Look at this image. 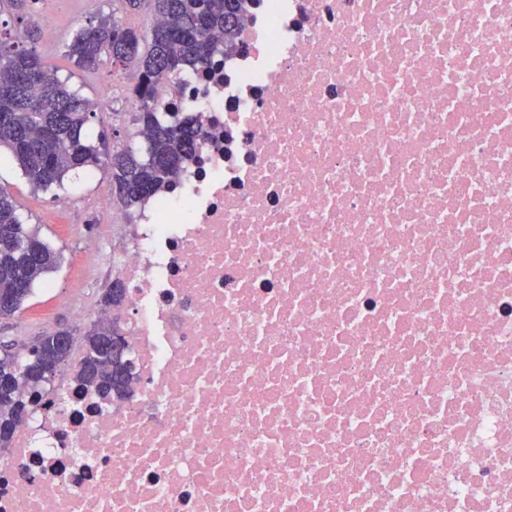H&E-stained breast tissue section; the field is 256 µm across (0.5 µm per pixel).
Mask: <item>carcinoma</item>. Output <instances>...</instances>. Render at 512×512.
I'll return each instance as SVG.
<instances>
[{
    "label": "carcinoma",
    "instance_id": "1",
    "mask_svg": "<svg viewBox=\"0 0 512 512\" xmlns=\"http://www.w3.org/2000/svg\"><path fill=\"white\" fill-rule=\"evenodd\" d=\"M128 14L150 4L155 21L145 30L122 19L100 18L79 29L66 44V55L84 71L105 60L139 76V104L133 121L144 134L145 149L130 147L106 156L84 134L96 103L72 91L37 50L18 40L0 38V148L35 190L62 187L72 171L97 167L107 172L125 209L134 212L173 184L181 165L203 138L193 116L170 118L162 111L157 88L189 68L205 67L219 53L235 48L246 0H115ZM62 254L40 236L39 225L21 219L12 193L0 186V295L12 305L0 318L15 316L36 283L57 270ZM114 326L92 323L83 335L84 354L76 380L102 395H121L129 386L127 344L112 349ZM0 356V379H18L29 388L31 401L42 396L37 364L59 356L52 337L42 338L36 351L8 345Z\"/></svg>",
    "mask_w": 512,
    "mask_h": 512
}]
</instances>
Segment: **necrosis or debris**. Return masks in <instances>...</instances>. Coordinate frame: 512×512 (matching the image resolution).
Masks as SVG:
<instances>
[{
	"label": "necrosis or debris",
	"instance_id": "1",
	"mask_svg": "<svg viewBox=\"0 0 512 512\" xmlns=\"http://www.w3.org/2000/svg\"><path fill=\"white\" fill-rule=\"evenodd\" d=\"M204 138L86 241L133 365L63 374L0 512H512V0H251Z\"/></svg>",
	"mask_w": 512,
	"mask_h": 512
}]
</instances>
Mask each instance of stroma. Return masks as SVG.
Returning a JSON list of instances; mask_svg holds the SVG:
<instances>
[{
	"mask_svg": "<svg viewBox=\"0 0 512 512\" xmlns=\"http://www.w3.org/2000/svg\"><path fill=\"white\" fill-rule=\"evenodd\" d=\"M43 11L37 17L39 27H53L54 41L38 40L37 50L50 63L58 76L80 95L98 100L106 91L117 86L118 79L111 65L94 72L77 70L65 56V44L80 27L96 23L100 17L111 16L113 0H43ZM130 107L116 104L113 114H96L87 124L90 139H104L106 148L126 146L141 148ZM0 185L14 195L21 218L25 223L41 227L42 236L60 250L63 261L59 269L34 289L22 311L11 318L0 319V342L12 341L31 344L41 335V320L50 317L53 329L69 328L82 335L70 310L71 301L100 300L103 295L83 256L86 233L99 229L96 200L101 192L112 189V182L104 172L90 175L84 171L70 173L63 188L33 191L8 153H0ZM69 199L66 208H59L61 199Z\"/></svg>",
	"mask_w": 512,
	"mask_h": 512,
	"instance_id": "stroma-1",
	"label": "stroma"
}]
</instances>
